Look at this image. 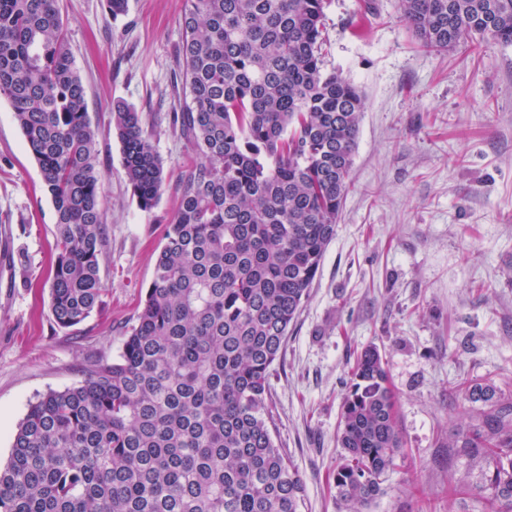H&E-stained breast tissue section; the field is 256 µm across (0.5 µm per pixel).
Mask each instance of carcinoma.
I'll list each match as a JSON object with an SVG mask.
<instances>
[{
    "instance_id": "1",
    "label": "carcinoma",
    "mask_w": 512,
    "mask_h": 512,
    "mask_svg": "<svg viewBox=\"0 0 512 512\" xmlns=\"http://www.w3.org/2000/svg\"><path fill=\"white\" fill-rule=\"evenodd\" d=\"M325 0H184L177 106L196 161L122 351L28 405L0 466V512H301L304 485L272 436L271 378L309 297L351 185L363 97L323 64ZM417 48L512 45V0H398ZM55 211L51 315L83 323L102 302L106 247L98 132L57 0H0V99ZM109 126L144 210L166 172L140 113ZM336 495L366 506L402 452L387 363L351 368ZM483 405L457 454L485 462L490 504L512 512V401Z\"/></svg>"
}]
</instances>
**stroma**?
<instances>
[{
  "label": "stroma",
  "instance_id": "stroma-1",
  "mask_svg": "<svg viewBox=\"0 0 512 512\" xmlns=\"http://www.w3.org/2000/svg\"><path fill=\"white\" fill-rule=\"evenodd\" d=\"M86 89L106 196L107 291L82 324L50 312L55 208L11 107L0 100V464L30 401L112 361L134 324L190 160L170 121L183 0H59ZM323 63L364 93L351 185L310 296L274 365V440L305 484L303 512H347L334 478L349 371L366 348L388 364L404 452L362 512H495L484 470L449 448L488 377L512 395V45L415 50L397 0H328ZM134 106L169 178L142 210L109 131Z\"/></svg>",
  "mask_w": 512,
  "mask_h": 512
}]
</instances>
